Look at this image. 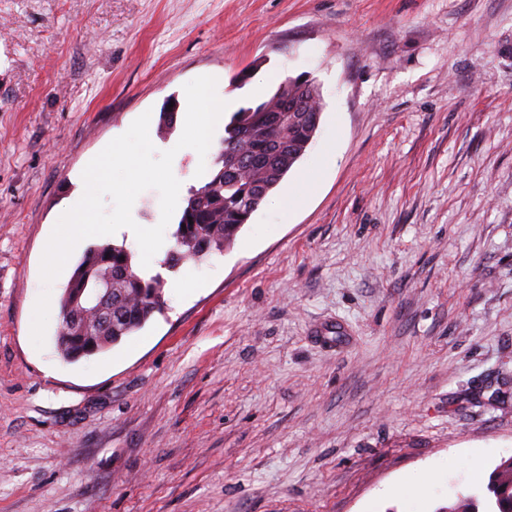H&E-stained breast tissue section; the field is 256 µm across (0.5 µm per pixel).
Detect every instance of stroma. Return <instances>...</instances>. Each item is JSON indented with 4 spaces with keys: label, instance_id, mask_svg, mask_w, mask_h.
<instances>
[{
    "label": "stroma",
    "instance_id": "stroma-1",
    "mask_svg": "<svg viewBox=\"0 0 512 512\" xmlns=\"http://www.w3.org/2000/svg\"><path fill=\"white\" fill-rule=\"evenodd\" d=\"M207 72L232 113L315 81L305 154L202 280L165 236L140 331L36 349L77 173ZM509 458L512 0H0V512H437Z\"/></svg>",
    "mask_w": 512,
    "mask_h": 512
}]
</instances>
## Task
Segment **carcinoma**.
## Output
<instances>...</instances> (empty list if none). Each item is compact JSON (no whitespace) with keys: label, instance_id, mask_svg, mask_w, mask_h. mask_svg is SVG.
<instances>
[{"label":"carcinoma","instance_id":"carcinoma-1","mask_svg":"<svg viewBox=\"0 0 512 512\" xmlns=\"http://www.w3.org/2000/svg\"><path fill=\"white\" fill-rule=\"evenodd\" d=\"M321 96L313 97L302 78H288L265 101L240 108L224 125L216 168L202 186L192 187L162 266L201 262L221 253L288 171L304 155L319 126ZM99 288L112 293L101 307L88 306ZM159 273L135 269L126 244L88 249L60 298L55 336L60 356L76 361L118 344L142 329L163 306ZM112 314L110 320L99 315ZM489 512H512V460L501 462L486 486ZM476 495H462L437 512H480Z\"/></svg>","mask_w":512,"mask_h":512}]
</instances>
